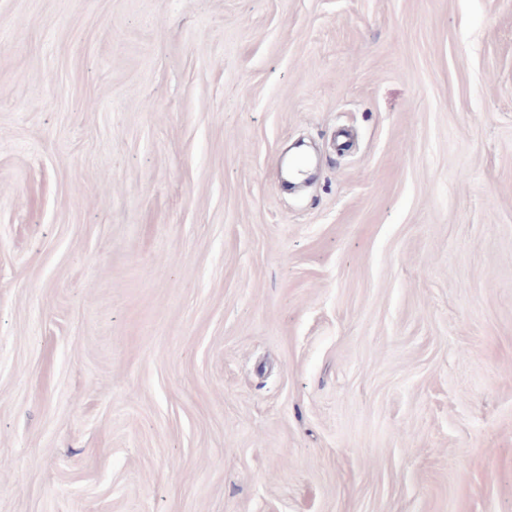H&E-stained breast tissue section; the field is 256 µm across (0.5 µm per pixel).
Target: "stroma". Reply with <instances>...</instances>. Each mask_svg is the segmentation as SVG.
Masks as SVG:
<instances>
[{"label": "stroma", "mask_w": 512, "mask_h": 512, "mask_svg": "<svg viewBox=\"0 0 512 512\" xmlns=\"http://www.w3.org/2000/svg\"><path fill=\"white\" fill-rule=\"evenodd\" d=\"M0 512H512V0H0Z\"/></svg>", "instance_id": "stroma-1"}]
</instances>
